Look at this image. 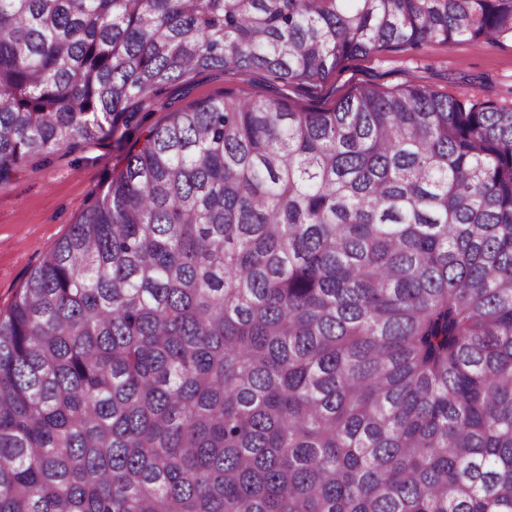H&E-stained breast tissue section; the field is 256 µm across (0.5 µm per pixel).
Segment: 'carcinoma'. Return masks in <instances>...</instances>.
<instances>
[{
  "instance_id": "obj_1",
  "label": "carcinoma",
  "mask_w": 512,
  "mask_h": 512,
  "mask_svg": "<svg viewBox=\"0 0 512 512\" xmlns=\"http://www.w3.org/2000/svg\"><path fill=\"white\" fill-rule=\"evenodd\" d=\"M512 37V0H0V183L193 73ZM0 512H512V107L229 93L0 314Z\"/></svg>"
}]
</instances>
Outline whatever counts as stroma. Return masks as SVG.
<instances>
[{
  "instance_id": "obj_1",
  "label": "stroma",
  "mask_w": 512,
  "mask_h": 512,
  "mask_svg": "<svg viewBox=\"0 0 512 512\" xmlns=\"http://www.w3.org/2000/svg\"><path fill=\"white\" fill-rule=\"evenodd\" d=\"M359 83L387 90L415 83L462 101L507 106L512 104V38L484 45L461 39L406 51L380 50L348 62L318 90L273 83L260 72L241 76L220 70L168 85L134 104L112 138L77 141L27 162L0 184V312L11 307L28 272L69 234L109 175L121 170L125 152L144 129L165 123L171 112L190 103L226 92L238 97L264 94L319 108Z\"/></svg>"
}]
</instances>
